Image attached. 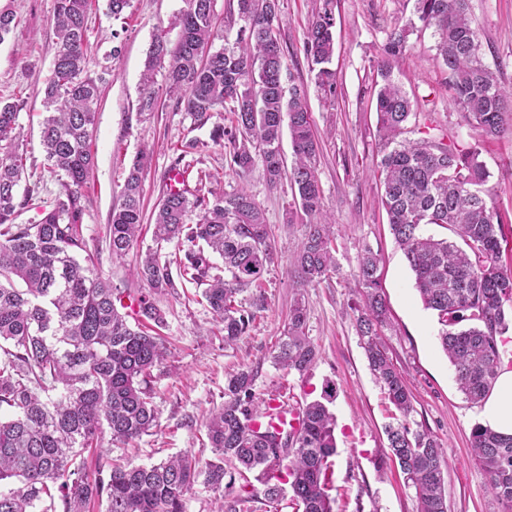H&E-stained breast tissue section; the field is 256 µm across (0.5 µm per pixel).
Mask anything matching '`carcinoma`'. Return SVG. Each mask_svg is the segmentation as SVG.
<instances>
[{
  "instance_id": "cac0c4a2",
  "label": "carcinoma",
  "mask_w": 512,
  "mask_h": 512,
  "mask_svg": "<svg viewBox=\"0 0 512 512\" xmlns=\"http://www.w3.org/2000/svg\"><path fill=\"white\" fill-rule=\"evenodd\" d=\"M96 2L56 0L55 54L43 98V174L22 196V105L0 101V408L10 411L0 416V484L18 482L0 490V512H57L59 506L62 512H88L102 500L105 512H185V497L198 482L221 502L217 512H251L245 504L256 497L253 490L226 506L222 502L225 477L246 482L252 473L270 503L288 490L302 512H334L333 415L324 402L314 400L300 407L299 431L254 430L249 421L265 399L256 395L255 375L248 368L229 376L224 404L207 424L212 457L179 454L150 466H107L100 453L98 477L88 478L85 453L101 447L104 434L124 448L155 427L150 383L167 352L159 333L165 316L155 295L176 294L189 285L202 289L224 344L231 345L265 309L264 274L277 259L256 199L243 190L214 192L209 188L214 175L200 169L194 188L167 191L154 209L155 247L140 257L134 271L147 290L126 293L96 271L82 233L102 82L88 71L87 22ZM330 4L325 0L314 16L300 48L315 85L327 96L335 95L337 86ZM414 12L424 26L434 28L445 85L465 120L484 138L499 136L512 122V88L501 86L484 62L468 0H414ZM230 14L243 25L234 42L215 50L220 31L214 0H185L169 22L179 29L175 46L163 32L151 44L138 111L156 109L155 76L161 71L166 94L194 124H206L218 111L228 115L229 125L216 126L212 141L224 147L231 170L243 175L257 169L271 188L288 179L306 231L294 256V300L274 359L283 369L303 374L317 355L307 335V289L336 273L334 224L324 209L317 170L320 144L305 88L284 86L288 46L281 38V0H236ZM412 31L406 24L395 26L378 64L381 205L424 307L437 316L440 346L458 387L479 403L508 355L512 267L503 262L512 253L503 231L508 218L486 200L489 173L478 149L458 153L435 137L400 139L417 112L391 70ZM286 131L295 155L289 173L281 154ZM146 170L143 152L125 170L107 225L114 258L139 246ZM50 182L59 191L39 206L40 218L15 223ZM193 212L197 222L190 224ZM432 224L449 229L453 237L425 235L424 227ZM172 242L178 256L169 260L161 249ZM214 254L223 259L224 269L212 261ZM357 282L355 330L369 369L395 410V422L386 426L392 461L414 493L416 512H448L445 449L414 419L403 371L381 340L391 321L380 258L370 249L360 259ZM252 289L249 303H243L239 296ZM470 448L488 475L490 494L502 512H512V436L477 424Z\"/></svg>"
}]
</instances>
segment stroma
I'll use <instances>...</instances> for the list:
<instances>
[{
  "label": "stroma",
  "instance_id": "1",
  "mask_svg": "<svg viewBox=\"0 0 512 512\" xmlns=\"http://www.w3.org/2000/svg\"><path fill=\"white\" fill-rule=\"evenodd\" d=\"M324 0H282L281 35L291 52L285 86L301 85L308 93L314 130L320 140L318 172L324 202L336 224L337 272L331 281L309 289L307 332L318 356L306 375L287 373L273 359L294 296L292 261L303 236L301 222H289L293 205L289 184L269 189L260 173L229 170L224 150L211 140L223 113L197 126L168 97L158 99L152 114L138 115L140 77L149 47L158 32L176 42L168 27L183 0H131L120 18L105 7L89 19V69L103 76L101 101L92 137L95 166L85 192L89 204L82 232L95 248L94 263L114 286L137 291L132 268L136 254L114 259L105 236L110 213L119 199L125 170L140 149L151 152L144 182L146 210H153L167 191L176 158L191 168L215 175V192L242 189L265 212L277 260L266 274L265 308L247 336L226 346L206 304L195 288L179 295H157L166 325L162 334L167 357L153 371L151 382L156 426L127 448H111L113 462L156 464L190 452L210 457L204 448L210 413L224 401L230 373L251 368L256 394H284L289 401L320 398L331 389L329 410L336 419V453L332 458L335 512H414L411 490L405 488L388 450L385 426L390 408L375 382L354 327L351 308L359 287L355 279L364 249L378 253L381 282L391 312L385 341L403 370L413 395L414 418L443 444L448 461V512H500L487 489L485 471L472 459L469 437L479 422L478 406L458 390L453 369L437 339L436 316L424 308L413 286L407 260L390 234L380 204L375 172L380 160L375 110L377 64L388 32L413 22L406 53L395 63L393 77L419 114L417 131L443 138L458 150L479 149L490 177L486 184L496 206L512 213V134L480 142L443 86L442 61L433 28L414 19V0H333L337 72L334 97L314 84L303 56L297 55L309 22ZM15 14L13 31L0 42V99L22 101L27 170L44 161L39 123L43 117L42 86L54 59L55 0H0ZM468 13L480 33L484 62L501 83L512 85V0H468Z\"/></svg>",
  "mask_w": 512,
  "mask_h": 512
}]
</instances>
